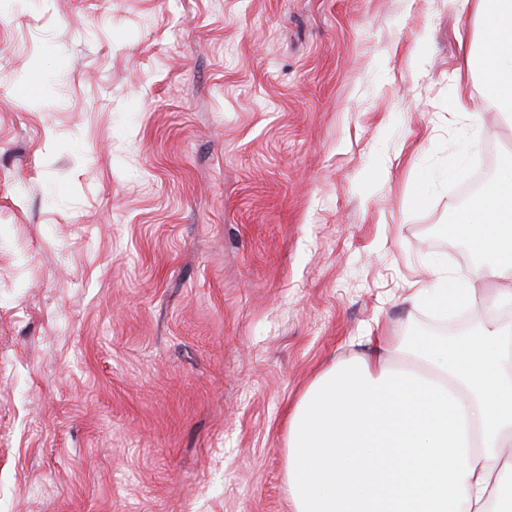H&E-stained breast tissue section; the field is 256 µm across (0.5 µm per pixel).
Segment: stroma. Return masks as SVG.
I'll use <instances>...</instances> for the list:
<instances>
[{
	"label": "stroma",
	"instance_id": "obj_1",
	"mask_svg": "<svg viewBox=\"0 0 512 512\" xmlns=\"http://www.w3.org/2000/svg\"><path fill=\"white\" fill-rule=\"evenodd\" d=\"M455 0H0V512H292L287 415L480 263L512 155ZM474 115L451 110L459 90Z\"/></svg>",
	"mask_w": 512,
	"mask_h": 512
}]
</instances>
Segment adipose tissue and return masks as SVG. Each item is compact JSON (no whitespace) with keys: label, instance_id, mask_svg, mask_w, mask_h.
Masks as SVG:
<instances>
[{"label":"adipose tissue","instance_id":"ef3b65f1","mask_svg":"<svg viewBox=\"0 0 512 512\" xmlns=\"http://www.w3.org/2000/svg\"><path fill=\"white\" fill-rule=\"evenodd\" d=\"M460 5L488 20L465 72L511 114L512 0ZM453 222L498 291L465 281L416 295L486 321L449 340L371 336L367 353L316 376L288 415L293 512H512V323L498 316L512 307V158Z\"/></svg>","mask_w":512,"mask_h":512}]
</instances>
